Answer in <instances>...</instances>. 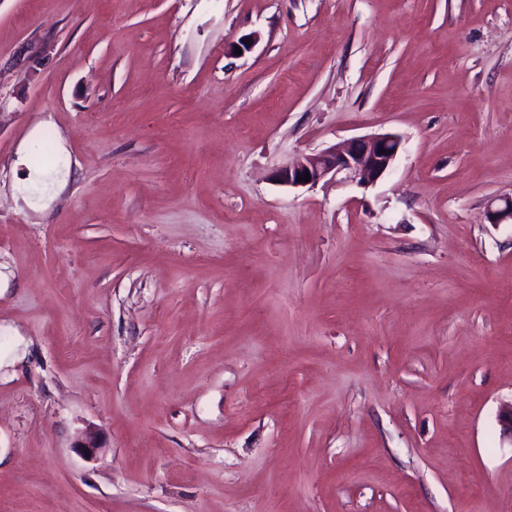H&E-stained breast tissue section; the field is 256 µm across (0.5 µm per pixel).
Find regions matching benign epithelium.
<instances>
[{"label":"benign epithelium","instance_id":"benign-epithelium-1","mask_svg":"<svg viewBox=\"0 0 512 512\" xmlns=\"http://www.w3.org/2000/svg\"><path fill=\"white\" fill-rule=\"evenodd\" d=\"M400 147V136L390 132L351 138L285 164L274 173L273 181L288 188H312L323 180L355 181L372 186L391 168ZM307 174L310 181H297V177ZM487 218L492 224H511L512 197L496 199V205L488 209ZM498 423L502 436L512 442V403L501 408ZM101 445L100 433L94 428L86 430L76 442V447L89 457Z\"/></svg>","mask_w":512,"mask_h":512}]
</instances>
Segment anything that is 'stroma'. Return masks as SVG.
Returning a JSON list of instances; mask_svg holds the SVG:
<instances>
[{
	"mask_svg": "<svg viewBox=\"0 0 512 512\" xmlns=\"http://www.w3.org/2000/svg\"><path fill=\"white\" fill-rule=\"evenodd\" d=\"M510 195L512 0H0V512H512ZM400 147V136L390 132L351 138L285 164L274 173L273 181L288 188H311L323 180L372 186L391 168ZM306 173L309 182H305ZM298 176L302 182H297Z\"/></svg>",
	"mask_w": 512,
	"mask_h": 512,
	"instance_id": "1",
	"label": "stroma"
}]
</instances>
